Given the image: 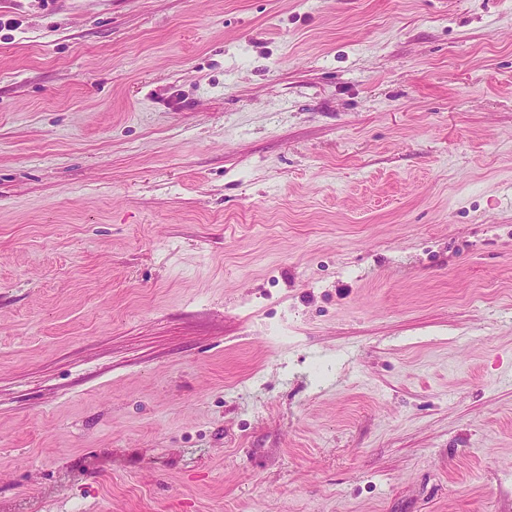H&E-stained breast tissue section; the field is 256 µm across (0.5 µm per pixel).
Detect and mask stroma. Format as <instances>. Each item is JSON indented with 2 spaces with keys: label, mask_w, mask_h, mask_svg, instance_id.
Segmentation results:
<instances>
[{
  "label": "stroma",
  "mask_w": 512,
  "mask_h": 512,
  "mask_svg": "<svg viewBox=\"0 0 512 512\" xmlns=\"http://www.w3.org/2000/svg\"><path fill=\"white\" fill-rule=\"evenodd\" d=\"M0 512H512V0H0Z\"/></svg>",
  "instance_id": "35a3bbf8"
}]
</instances>
